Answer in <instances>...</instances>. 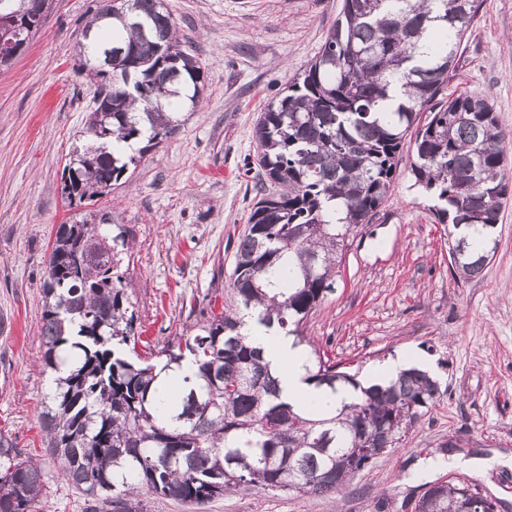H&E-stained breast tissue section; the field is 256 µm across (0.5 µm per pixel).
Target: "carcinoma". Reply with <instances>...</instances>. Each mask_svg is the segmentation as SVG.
I'll use <instances>...</instances> for the list:
<instances>
[{"instance_id": "1", "label": "carcinoma", "mask_w": 512, "mask_h": 512, "mask_svg": "<svg viewBox=\"0 0 512 512\" xmlns=\"http://www.w3.org/2000/svg\"><path fill=\"white\" fill-rule=\"evenodd\" d=\"M52 0H0L32 38ZM481 0H343L318 54L261 113L255 158L261 197L239 239L224 313L148 357L132 359L136 315L117 269L128 229L108 211L58 226L42 284L40 339L45 370L56 374L40 416L45 448L84 497V512H144L151 492L204 503L242 490L339 496L374 463L370 450L400 447L440 398L416 367L387 385L361 386L305 335L332 288L351 234L371 223L396 175L405 140L411 174L437 201L440 223L491 229L512 195L505 143L493 103L444 96L457 53ZM112 50V67L101 58ZM77 68L97 83L87 117L92 144L61 179L69 204L104 193L135 163L134 145L158 146L176 130L181 93L198 102L206 75L183 48L161 0H101L75 46ZM405 99L383 109L395 87ZM430 113L418 124L420 114ZM414 136H409V132ZM489 257L461 235L449 248L463 280ZM256 313L309 347L306 380L360 395L330 418L280 398L262 351L241 332ZM73 352L60 373V352ZM191 357L196 371L182 399L155 400L158 376ZM40 463L0 432V512H40ZM464 486L439 483L421 512H460Z\"/></svg>"}]
</instances>
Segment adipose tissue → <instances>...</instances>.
<instances>
[{
  "label": "adipose tissue",
  "instance_id": "adipose-tissue-1",
  "mask_svg": "<svg viewBox=\"0 0 512 512\" xmlns=\"http://www.w3.org/2000/svg\"><path fill=\"white\" fill-rule=\"evenodd\" d=\"M242 330L253 336L257 346L261 347L265 360L279 380L281 397L298 409L331 414L342 401L353 397L354 392L350 389L334 394L307 382L305 348L296 344L294 337L276 328H263L249 317L244 318Z\"/></svg>",
  "mask_w": 512,
  "mask_h": 512
}]
</instances>
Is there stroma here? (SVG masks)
<instances>
[{"label": "stroma", "instance_id": "1", "mask_svg": "<svg viewBox=\"0 0 512 512\" xmlns=\"http://www.w3.org/2000/svg\"><path fill=\"white\" fill-rule=\"evenodd\" d=\"M182 43L207 75L200 110L182 107L170 138L146 151L107 194L82 207L61 195L72 151L88 141L95 83L70 47L92 0H54L28 48L0 70V431L38 460L42 512H83L79 491L42 445L50 379L39 328L42 283L58 225L105 209L129 231L120 274L136 314L139 353L196 334L220 314L237 243L255 202L261 112L320 51L342 0H164ZM447 94L487 97L512 130V0H483L461 43ZM410 148L372 223L356 233L307 334L344 370L416 358L441 396L401 447L334 498L248 490L201 504L145 495V512H412L426 484L457 474L512 512V198L490 237L483 272L456 280L448 227L415 186ZM499 458L475 476L469 462Z\"/></svg>", "mask_w": 512, "mask_h": 512}]
</instances>
